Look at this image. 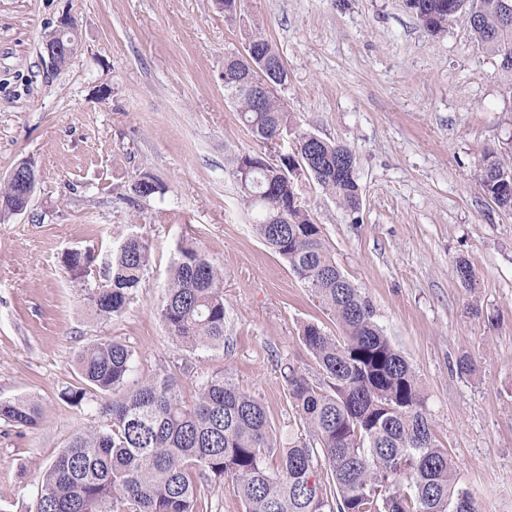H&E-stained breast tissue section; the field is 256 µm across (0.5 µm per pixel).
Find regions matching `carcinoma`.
I'll use <instances>...</instances> for the list:
<instances>
[{
    "label": "carcinoma",
    "mask_w": 512,
    "mask_h": 512,
    "mask_svg": "<svg viewBox=\"0 0 512 512\" xmlns=\"http://www.w3.org/2000/svg\"><path fill=\"white\" fill-rule=\"evenodd\" d=\"M432 35L463 15L471 37L512 78V0H406ZM267 68L252 71L268 87L261 102L238 83L249 71L240 56L224 59V94L254 140L276 144L294 134L284 159L355 213L361 206L357 160L349 147L294 126L276 95L287 68L272 44L254 38ZM251 167L243 200L256 211L254 227L341 330L330 336L314 323L302 330L322 378L289 366L282 378L296 415L297 433L281 448L264 405L222 375L201 382L184 399L169 375L127 386L131 350L99 341L79 356L82 386L63 393L80 403L91 390L112 394L107 431H79L46 469L30 512H197L201 485L230 480L245 512H482L459 486L455 463L437 440L415 372L373 319L368 300L336 264L319 225L289 202L294 189L277 165L240 151L232 171ZM480 193L512 210V180L493 150L477 162ZM288 202V212L281 203ZM149 263L147 245L132 235L117 250L101 288L84 289L97 316H118ZM160 315L188 351L224 345V270L192 246L179 249ZM36 404L0 402V419L33 427Z\"/></svg>",
    "instance_id": "obj_1"
}]
</instances>
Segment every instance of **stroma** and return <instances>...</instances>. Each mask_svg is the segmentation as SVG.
I'll return each mask as SVG.
<instances>
[{
    "mask_svg": "<svg viewBox=\"0 0 512 512\" xmlns=\"http://www.w3.org/2000/svg\"><path fill=\"white\" fill-rule=\"evenodd\" d=\"M63 17L77 48L55 67L42 47ZM256 35L286 65L287 111L358 161L360 211L304 181L302 205L415 371L459 485L483 512H512V211L480 194L475 167L491 149L512 169V82L464 19L433 37L406 0H241L233 14L215 0H0V183L26 160L40 174L28 209L0 214V401L41 408L32 428L0 420V512H28L71 437L111 425L98 393L63 398L101 340L132 350L136 378L175 376L187 400L228 376L280 445L293 437L280 370L318 377L301 329L339 328L256 235L230 174L255 143L224 96V58ZM145 172L164 193H132ZM132 234L149 249L141 283L122 315L89 317L63 254L91 251L101 275ZM186 243L224 269L225 347L188 352L160 317Z\"/></svg>",
    "mask_w": 512,
    "mask_h": 512,
    "instance_id": "obj_1",
    "label": "stroma"
}]
</instances>
